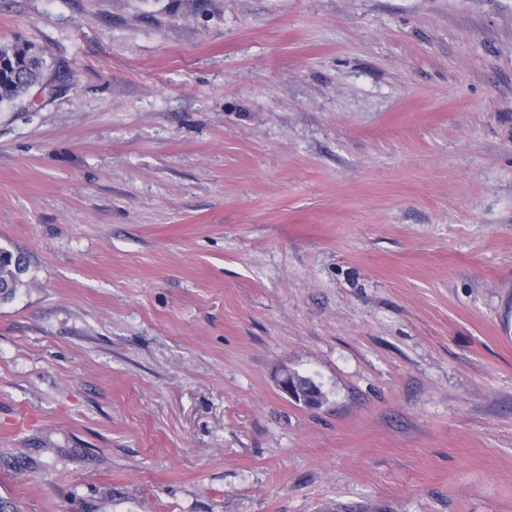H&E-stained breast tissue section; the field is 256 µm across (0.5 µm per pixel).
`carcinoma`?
Returning <instances> with one entry per match:
<instances>
[{"instance_id":"obj_1","label":"carcinoma","mask_w":512,"mask_h":512,"mask_svg":"<svg viewBox=\"0 0 512 512\" xmlns=\"http://www.w3.org/2000/svg\"><path fill=\"white\" fill-rule=\"evenodd\" d=\"M60 66L39 55L35 45L27 42L0 44V103L14 102L30 93V85L59 72ZM27 273L25 258L0 249V300L8 302L24 285Z\"/></svg>"}]
</instances>
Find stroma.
<instances>
[{"mask_svg":"<svg viewBox=\"0 0 512 512\" xmlns=\"http://www.w3.org/2000/svg\"><path fill=\"white\" fill-rule=\"evenodd\" d=\"M19 39L68 75L0 104V499L512 512V0H0ZM0 287L1 300L8 302L15 298L16 293L24 285L27 273L25 258L7 249H0Z\"/></svg>","mask_w":512,"mask_h":512,"instance_id":"35a3bbf8","label":"stroma"}]
</instances>
